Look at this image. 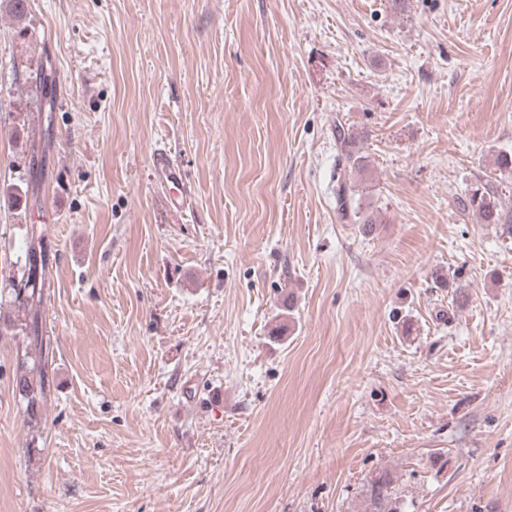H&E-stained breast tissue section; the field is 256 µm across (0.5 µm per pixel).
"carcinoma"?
Returning a JSON list of instances; mask_svg holds the SVG:
<instances>
[{
    "label": "carcinoma",
    "instance_id": "1",
    "mask_svg": "<svg viewBox=\"0 0 512 512\" xmlns=\"http://www.w3.org/2000/svg\"><path fill=\"white\" fill-rule=\"evenodd\" d=\"M31 97L40 112L53 111V101L48 97L47 86L39 83L30 86ZM337 161L344 163V168L359 173L367 171L368 156L365 155L360 134L353 127L336 121L334 127ZM43 160L32 159L30 180L26 193L30 194L32 203L40 201L43 179ZM336 212L340 220L349 224H361L366 233L373 230L378 223V216L370 211L372 203L366 198L364 190H359L347 182L344 174L336 176ZM460 213L472 215L482 224H511L512 215L503 213L495 191L479 178L471 184L468 192L456 199ZM45 236L41 225L25 226L26 249L24 263L17 274L7 278V293L11 303L22 314V318L0 327V335L14 336L22 341L23 350L17 354L14 373L15 392L24 404L26 422L37 427L41 423L40 409L47 402L53 387L56 351L51 337L43 323L42 309L49 294L54 258L50 247H45L41 256L40 272H35L31 262V252L35 243H44ZM294 303L288 302L279 314L278 324L273 326L268 337L272 342L283 340L288 332V321L293 319ZM365 497L368 512H403L402 501L398 496L395 478L390 470L381 469L371 474L365 484Z\"/></svg>",
    "mask_w": 512,
    "mask_h": 512
}]
</instances>
